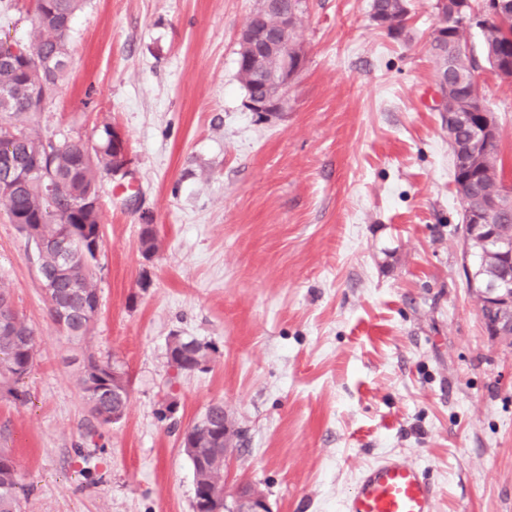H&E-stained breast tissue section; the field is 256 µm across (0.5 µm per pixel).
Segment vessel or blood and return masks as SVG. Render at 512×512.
I'll return each mask as SVG.
<instances>
[{
	"label": "vessel or blood",
	"mask_w": 512,
	"mask_h": 512,
	"mask_svg": "<svg viewBox=\"0 0 512 512\" xmlns=\"http://www.w3.org/2000/svg\"><path fill=\"white\" fill-rule=\"evenodd\" d=\"M341 512H436V496L416 464L385 458L360 471Z\"/></svg>",
	"instance_id": "1"
}]
</instances>
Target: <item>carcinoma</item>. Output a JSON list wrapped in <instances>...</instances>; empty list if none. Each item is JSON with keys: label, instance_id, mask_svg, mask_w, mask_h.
I'll return each instance as SVG.
<instances>
[{"label": "carcinoma", "instance_id": "obj_1", "mask_svg": "<svg viewBox=\"0 0 512 512\" xmlns=\"http://www.w3.org/2000/svg\"><path fill=\"white\" fill-rule=\"evenodd\" d=\"M83 0H35L34 18L40 37L20 44L12 51L10 39L0 37V172L11 164L18 174L0 199L8 207L11 223L36 243L39 272L73 281L74 288H56L48 298L49 312L58 328L69 336L85 335L100 310V297L94 286V262L103 244L99 212L85 201L98 195L102 171L114 167L112 140L107 137L110 124L102 126L98 143L88 147L80 142L54 141L44 137L25 120L42 111L44 103L55 95L68 68L67 41L71 23ZM456 0H444L440 13L448 25V37L433 35L430 51L440 62L438 82L448 85L444 110L463 109L477 101L473 71L476 60L464 49L449 54L448 45L464 47L461 33L467 29L455 13ZM372 18L387 22L386 29L399 31L407 10L403 0H372ZM482 36V55L491 67L507 60L512 63V0L504 15L476 24ZM278 69L269 60L260 70L237 67L243 87H248ZM455 183L472 206L500 198L506 184L504 164L497 142L483 143L467 168L454 172ZM500 233L512 239V201H502L495 215ZM141 252L151 256L157 251V239L150 224L142 225ZM474 259L473 279L469 287L482 288L491 282L512 279V270H503L492 257L471 244ZM35 331L18 314L0 326V389L14 400L27 402L20 383L34 363ZM209 347L195 339L177 337L168 345L169 363L180 371H195L207 361ZM78 383L92 415L99 422H112V412L124 414L129 394L121 376L112 365L93 355L87 356ZM224 421V405L207 408L203 420L187 428L183 448L195 449L189 457L195 482V507L205 508L207 493L221 481L224 434L211 428ZM28 489L21 483L12 455L0 449V512H23Z\"/></svg>", "mask_w": 512, "mask_h": 512}]
</instances>
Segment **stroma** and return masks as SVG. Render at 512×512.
<instances>
[{
	"label": "stroma",
	"instance_id": "35a3bbf8",
	"mask_svg": "<svg viewBox=\"0 0 512 512\" xmlns=\"http://www.w3.org/2000/svg\"><path fill=\"white\" fill-rule=\"evenodd\" d=\"M372 0H303L305 62L283 111L251 112L238 36L258 0H86L67 77L35 124L122 135L98 181L100 312L73 339L47 309L36 250L0 201V289L36 334L27 403L0 391V448L26 512H192L185 429L223 404L238 437L227 492L272 512H340L360 469L418 464L436 512H512V345L488 335L462 260V213L438 63L436 0L388 33ZM0 0V35L38 31ZM512 182V81L475 72ZM159 249L140 251L142 225ZM205 367L168 361L173 337ZM126 374L123 419L92 418L87 355ZM210 348L196 339L175 337L168 345L169 363L180 371H195L201 361L207 362ZM201 360V361H200ZM225 512H272L265 494L257 490L249 483H241L237 486L228 503L224 496Z\"/></svg>",
	"mask_w": 512,
	"mask_h": 512
}]
</instances>
